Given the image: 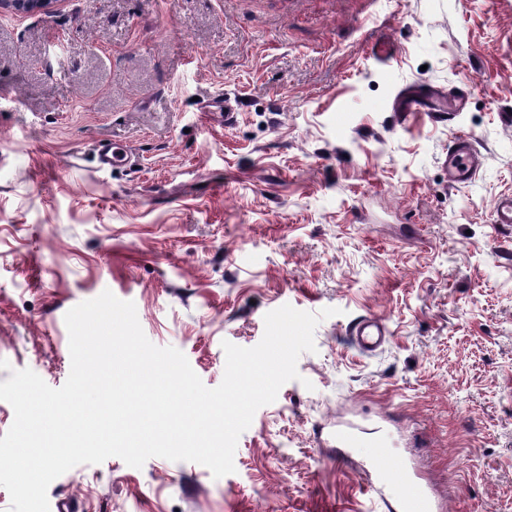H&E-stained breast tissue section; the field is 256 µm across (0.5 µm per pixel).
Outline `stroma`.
Returning a JSON list of instances; mask_svg holds the SVG:
<instances>
[{
  "label": "stroma",
  "mask_w": 512,
  "mask_h": 512,
  "mask_svg": "<svg viewBox=\"0 0 512 512\" xmlns=\"http://www.w3.org/2000/svg\"><path fill=\"white\" fill-rule=\"evenodd\" d=\"M389 41L381 60L371 40ZM466 88L452 125L398 92ZM0 382L67 380L65 314L111 291L202 382L283 305L333 307L213 478L111 457L60 512H389L327 437L383 427L442 512H512V0H60L0 13ZM236 111L224 123V104ZM479 171L448 184L456 134ZM135 162L100 168L95 146ZM388 343L359 352L353 321ZM350 335L360 351L372 353L388 340L390 330L387 323L380 316L367 314L351 327Z\"/></svg>",
  "instance_id": "stroma-1"
}]
</instances>
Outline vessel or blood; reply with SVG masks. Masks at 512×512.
<instances>
[{"label": "vessel or blood", "mask_w": 512, "mask_h": 512, "mask_svg": "<svg viewBox=\"0 0 512 512\" xmlns=\"http://www.w3.org/2000/svg\"><path fill=\"white\" fill-rule=\"evenodd\" d=\"M402 112H427L435 122L445 121L451 110L447 107L426 108L422 99L407 92L398 104ZM101 167L108 168L131 161L132 155L115 143H102L97 148ZM448 182L462 185L470 182L479 169L470 138L454 137L448 147ZM357 348L365 353L377 351L388 339L390 330L380 316H362L350 329ZM372 452L362 467L369 488L377 493L386 492L395 499L400 512H434L435 502L429 491L415 481L405 464L388 448L385 440L371 441Z\"/></svg>", "instance_id": "obj_1"}]
</instances>
